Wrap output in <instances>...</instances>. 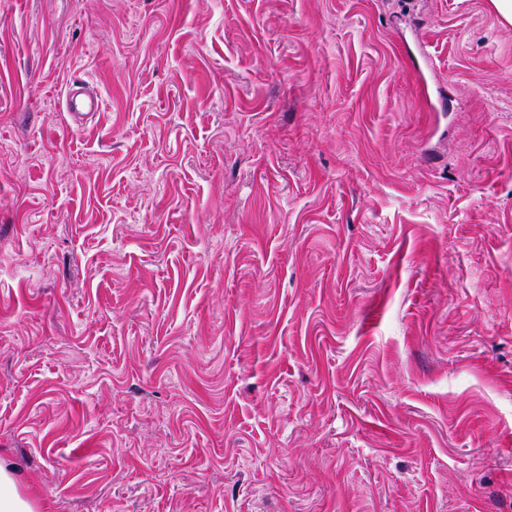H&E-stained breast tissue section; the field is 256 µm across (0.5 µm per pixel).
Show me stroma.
<instances>
[{
    "instance_id": "stroma-1",
    "label": "stroma",
    "mask_w": 512,
    "mask_h": 512,
    "mask_svg": "<svg viewBox=\"0 0 512 512\" xmlns=\"http://www.w3.org/2000/svg\"><path fill=\"white\" fill-rule=\"evenodd\" d=\"M0 459L38 512H512L491 0H0ZM102 108L103 100L92 85L83 80L69 81L65 89V111L70 126H79Z\"/></svg>"
}]
</instances>
